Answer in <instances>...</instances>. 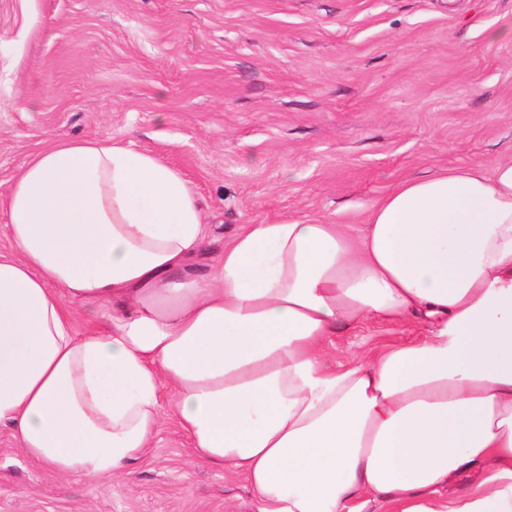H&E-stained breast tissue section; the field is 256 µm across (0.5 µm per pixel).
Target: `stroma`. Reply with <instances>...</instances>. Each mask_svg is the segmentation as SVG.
<instances>
[{"label": "stroma", "mask_w": 512, "mask_h": 512, "mask_svg": "<svg viewBox=\"0 0 512 512\" xmlns=\"http://www.w3.org/2000/svg\"><path fill=\"white\" fill-rule=\"evenodd\" d=\"M512 0H0V194L55 141L109 140L194 186L209 251L255 220L363 223L404 179L512 158ZM340 331L344 368L406 341ZM121 479H61L0 426V512H256L160 394Z\"/></svg>", "instance_id": "1"}]
</instances>
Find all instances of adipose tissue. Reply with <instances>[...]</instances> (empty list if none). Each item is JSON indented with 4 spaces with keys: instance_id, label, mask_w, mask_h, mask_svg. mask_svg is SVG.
Masks as SVG:
<instances>
[{
    "instance_id": "adipose-tissue-1",
    "label": "adipose tissue",
    "mask_w": 512,
    "mask_h": 512,
    "mask_svg": "<svg viewBox=\"0 0 512 512\" xmlns=\"http://www.w3.org/2000/svg\"><path fill=\"white\" fill-rule=\"evenodd\" d=\"M5 208L0 425L60 477L125 476L166 384L257 512H512L511 159L403 180L359 226L246 224L214 258L192 184L115 142L43 147ZM76 300L106 325L77 331ZM369 322L412 337L326 368ZM480 480V472L477 469L463 471L451 476L448 486L442 489L445 497H458L465 495L475 488Z\"/></svg>"
}]
</instances>
